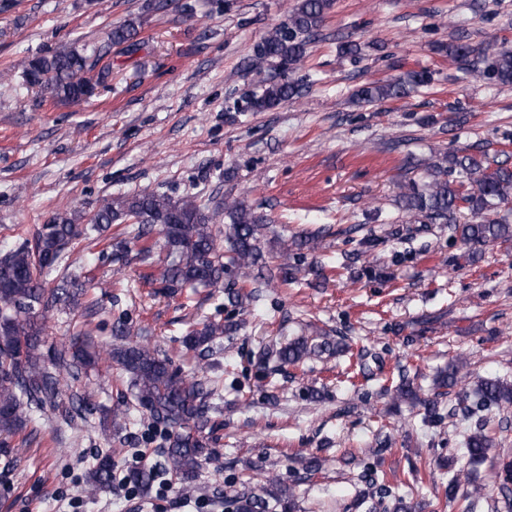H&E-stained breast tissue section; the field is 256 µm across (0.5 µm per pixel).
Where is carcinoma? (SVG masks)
Instances as JSON below:
<instances>
[{
	"mask_svg": "<svg viewBox=\"0 0 512 512\" xmlns=\"http://www.w3.org/2000/svg\"><path fill=\"white\" fill-rule=\"evenodd\" d=\"M332 0H298L286 19L272 28L256 45L251 67L262 70L266 65L279 69L262 90L246 101V108L271 109L301 95L302 86L286 72L303 61L319 35ZM141 23L128 20L113 27L100 46L74 47L41 54L28 60L23 77L31 86L46 90L56 102H75L90 95L106 75L100 67L111 48L131 42ZM457 71L467 76L477 73L488 83L512 85V48L501 45L474 47L453 40L440 46ZM426 71H409L404 76L360 86L353 95L359 105L389 99H402L428 85ZM398 207L422 220L424 224L448 225L449 239L464 248L462 257L475 260L480 248L487 245L512 244V224L496 217L497 209L512 200V168L502 164L489 152H446L438 160L418 171L411 166L398 184ZM114 224L127 226L126 237L98 252L97 259L118 260L126 257L127 244L142 243L138 255L150 259L148 240L160 227L167 250V261L146 277V283L159 294H186L191 297L201 288H222L228 304L235 308L251 306L260 299L262 289L274 284H288L303 270L316 271L307 261V252H316L330 235L329 229L300 233L291 248L279 252L263 246L269 225L266 219L244 202L226 197L210 209L195 196L173 198L147 189L104 199L90 214L58 212L38 229L34 242L22 243L0 254V447L10 446L17 438L30 446L39 439L32 422L46 415L69 422L84 421L98 413L90 396L72 393L63 400L65 382H78L87 369L98 361L89 332L79 330L69 344H47L48 319L61 305H84L87 316L98 313L97 300L87 295L88 277L79 281L69 271L66 259L71 248L84 241L93 242ZM56 274L59 285L46 287L48 277ZM237 329L235 323L208 321L190 324L182 337L188 349L212 353L217 341ZM116 343L107 353L108 366L116 367L125 379L131 402L113 415L111 424L123 428L136 413L149 417L154 436L166 461L168 475L182 481L195 477L202 460L210 457V443L217 424L210 412L220 398V375L195 378L184 373L171 358L126 339L128 323L117 320L112 325ZM334 344L327 338L297 337L271 352L279 365L302 367L310 359L332 353ZM468 362L458 357L448 368L431 379L432 395H421L413 386L406 366L397 375L385 378L395 388L396 397L408 399L424 410V420L439 417L438 397L447 394L467 373ZM512 405V383L499 379H482L472 389L457 397L449 414L471 416ZM499 447L492 435L479 426L467 435L465 448L474 462L487 459ZM116 473L112 451L99 454L87 475L90 491L112 485ZM155 475L149 470L130 469L125 483L145 490ZM462 476L454 474L445 498L463 503L462 512H470V498L480 494L475 488L458 494ZM264 499L246 493H224L234 512H266L273 500L283 512H292L294 503L286 492L269 491Z\"/></svg>",
	"mask_w": 512,
	"mask_h": 512,
	"instance_id": "1",
	"label": "carcinoma"
}]
</instances>
